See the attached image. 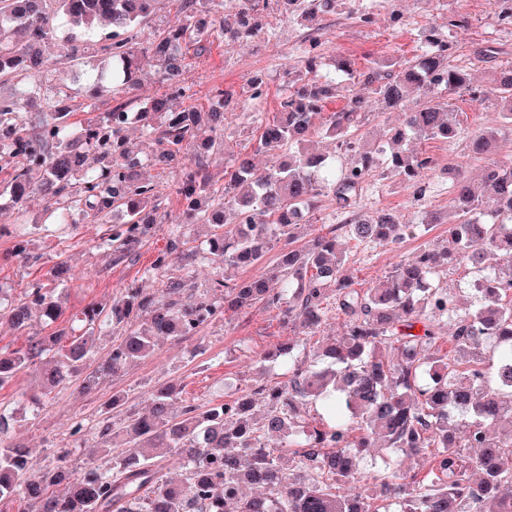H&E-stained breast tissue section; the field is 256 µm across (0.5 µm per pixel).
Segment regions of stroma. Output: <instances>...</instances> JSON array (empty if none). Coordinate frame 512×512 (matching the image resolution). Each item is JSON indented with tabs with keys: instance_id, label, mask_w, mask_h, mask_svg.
Wrapping results in <instances>:
<instances>
[{
	"instance_id": "obj_1",
	"label": "stroma",
	"mask_w": 512,
	"mask_h": 512,
	"mask_svg": "<svg viewBox=\"0 0 512 512\" xmlns=\"http://www.w3.org/2000/svg\"><path fill=\"white\" fill-rule=\"evenodd\" d=\"M372 12L370 24L360 22L353 12L344 10L320 16L310 26L288 19L273 24L271 40L244 38L233 43L210 40L202 53L188 52L183 77L195 92L193 106L204 107L209 91L216 86L240 90L247 77L263 78L267 94L261 104L266 119H273L286 75L301 68L298 47L309 38L321 42L324 70H333L337 59H349L355 69L365 71L373 61L393 55L415 56L423 30L433 26L451 46L452 64L467 69L473 83H485L490 71L512 62V29L493 31L494 19L503 8L502 0H368ZM461 12L466 24L449 27L448 17ZM450 108L465 135L454 142L409 139L410 149L433 157L439 174L425 182L422 196L400 187L396 179L369 177L359 193L356 209L364 215L386 209L398 214L403 222L418 224L437 216V224L428 232L406 236L394 246L362 247L346 241L347 266L358 287L365 288L384 276L396 262L414 256L427 246L448 245V178L445 168L477 172L490 160L512 158V133H503L492 154L478 155L472 150L469 135L492 115L488 105H479L470 95L458 93L449 99ZM224 135L229 148L245 149L257 168L267 169L275 158L258 148V134L249 112L234 109L225 115ZM179 168L148 166L142 169L143 181L157 186L162 194L166 221L178 224L183 208L174 187ZM28 222L39 229L30 237L32 261L1 262L0 288L11 297H21L32 283H50V272L57 262H67L69 279L63 285L66 311L58 328L81 329L79 317L90 302L111 303L124 288L136 286L157 291L159 283L149 276L148 268L163 250L165 231H158L145 241L134 260L113 263L102 246L109 227L105 224H74L45 234L48 213L41 197L27 204ZM297 329L283 325L276 311L252 308L241 313H227L224 319L211 322L192 337L183 340H160L155 354L129 367L121 375L100 379L93 395L79 392L68 384L55 399L37 409L25 402L23 393L37 381L35 371L20 374L9 386L0 389V413L8 416L5 440L23 444L30 452L33 468L55 465L60 449H71V467H78L83 449L79 437L73 436L76 422L94 426L100 418L101 404L112 395H123L137 411L147 408L146 391L156 383L173 381L180 385L183 399L200 408L231 399L235 390L248 389L257 377L269 383L283 381L277 364L260 363L259 356L281 342L297 337Z\"/></svg>"
}]
</instances>
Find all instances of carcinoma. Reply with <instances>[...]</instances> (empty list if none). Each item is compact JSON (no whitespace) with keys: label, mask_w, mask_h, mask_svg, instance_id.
Returning <instances> with one entry per match:
<instances>
[{"label":"carcinoma","mask_w":512,"mask_h":512,"mask_svg":"<svg viewBox=\"0 0 512 512\" xmlns=\"http://www.w3.org/2000/svg\"><path fill=\"white\" fill-rule=\"evenodd\" d=\"M155 2L0 0V82L20 83L12 101L0 102V199L21 207L37 192L55 224H74L79 216L112 224L102 245L116 263L133 259L135 247L164 220L160 192L140 180V170L177 165L190 145L204 154L225 148L224 114L238 100L216 86L207 111L181 107L190 91L182 81L185 51L213 36L258 38L265 34L261 14L270 10L311 21L351 0H237L231 22L224 0H183L184 21L166 28L152 25ZM61 32L64 56L93 58L81 83L94 95L115 82L127 91L137 87L144 60L160 71L163 95L138 106L122 101L75 128L51 94L53 63L41 56V47ZM319 46L313 39L302 48L303 70L288 78L271 121L260 111L264 81L246 80L244 102L260 146L277 152L278 164L260 172L248 158H234L221 193L202 160L182 168L175 192L184 223L168 225L166 246L149 269L161 292L126 288L108 305L85 308L87 325L105 319L116 331L107 359L86 374L97 346L93 333H29L22 347H0V389L39 363L41 385L31 403L52 399L80 375L81 390L90 394L99 378L150 357L157 338L193 336L224 313L257 304L278 311L282 323L306 336L317 333L334 310L343 316L339 334L313 350L303 339L276 346L261 361H280L286 382L272 385L259 377L248 392L202 412L183 402L175 385L161 382L148 394V414L129 408L114 421L110 412L125 401L112 396L104 402L105 417L90 428L94 445L84 451L78 472L64 465L68 448L60 451L58 465L33 472L26 448L0 442L1 504L32 503L36 512H380L377 501L395 498L401 512H512V303L503 300L512 289V160L481 168L479 191L464 171L454 173L448 187L453 248L428 247L403 258L365 289L354 287L336 229L376 247L398 244L429 225L406 224L380 210L291 246L311 226L319 198L330 196L338 208L349 209L372 175L411 182L421 192L419 183L435 163L407 150V135L447 141L463 133L437 87L491 103L490 124L471 140L475 153L489 152L500 132L512 131V64L500 67L489 86L475 87L466 69L450 64L448 42L429 34L411 60L374 61L359 74L341 60L335 74L324 75ZM358 76L390 109L404 110L414 96L421 104L375 142L358 134L366 112L363 99L352 93L325 123L335 153L309 150L304 136L313 118L342 83ZM36 95L44 107L29 115ZM132 124L151 141L150 152L129 148L125 132ZM91 154L101 166L87 163ZM192 224L211 226L204 259L216 272L211 291L199 295L190 293L198 256L188 247ZM278 241L287 247L275 266L235 277L238 269L260 266ZM14 259L31 260L22 237L3 256L5 262ZM450 264L469 266L480 281L472 289L476 304H452L448 291L435 285ZM34 310L56 321L63 315L61 293L36 282L11 299L0 288V320L15 330L28 333ZM445 326L453 349L443 352L436 343ZM485 343L496 353L488 368L457 356ZM309 404L320 405L324 416H304ZM273 435L285 439L289 455L266 446L264 439ZM376 446L397 457H419L432 447L437 452L422 478L397 470L365 473L360 460ZM114 447L121 452L105 469L101 461ZM467 448L479 453L470 457ZM171 452L182 456L188 473L162 479L158 459ZM356 483L369 492L339 493ZM60 484L65 491L57 493Z\"/></svg>","instance_id":"cac0c4a2"}]
</instances>
